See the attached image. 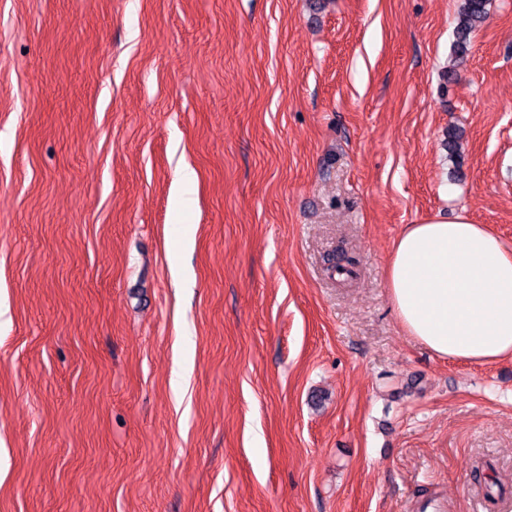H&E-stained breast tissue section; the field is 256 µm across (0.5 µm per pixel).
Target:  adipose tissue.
<instances>
[{"instance_id":"adipose-tissue-1","label":"adipose tissue","mask_w":512,"mask_h":512,"mask_svg":"<svg viewBox=\"0 0 512 512\" xmlns=\"http://www.w3.org/2000/svg\"><path fill=\"white\" fill-rule=\"evenodd\" d=\"M392 305L407 336L472 364L512 358V249L465 215L410 224L388 261Z\"/></svg>"}]
</instances>
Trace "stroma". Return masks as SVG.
<instances>
[{"mask_svg":"<svg viewBox=\"0 0 512 512\" xmlns=\"http://www.w3.org/2000/svg\"><path fill=\"white\" fill-rule=\"evenodd\" d=\"M458 4L0 0V512H512V359L387 291L407 225L512 248V0L448 79Z\"/></svg>","mask_w":512,"mask_h":512,"instance_id":"obj_1","label":"stroma"}]
</instances>
